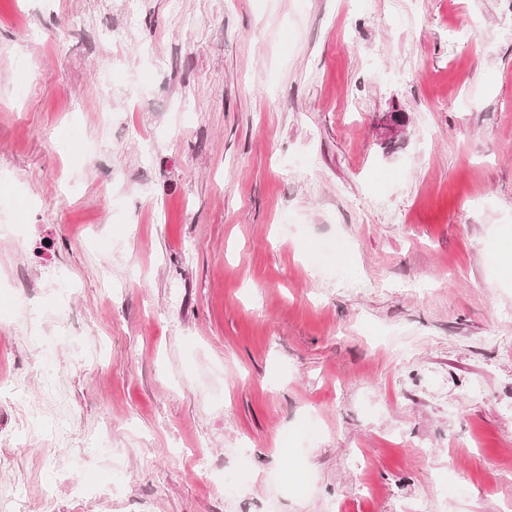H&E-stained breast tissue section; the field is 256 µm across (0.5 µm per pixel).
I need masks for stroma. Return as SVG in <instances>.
<instances>
[{"label": "stroma", "mask_w": 512, "mask_h": 512, "mask_svg": "<svg viewBox=\"0 0 512 512\" xmlns=\"http://www.w3.org/2000/svg\"><path fill=\"white\" fill-rule=\"evenodd\" d=\"M506 29L0 0V512H512Z\"/></svg>", "instance_id": "stroma-1"}]
</instances>
